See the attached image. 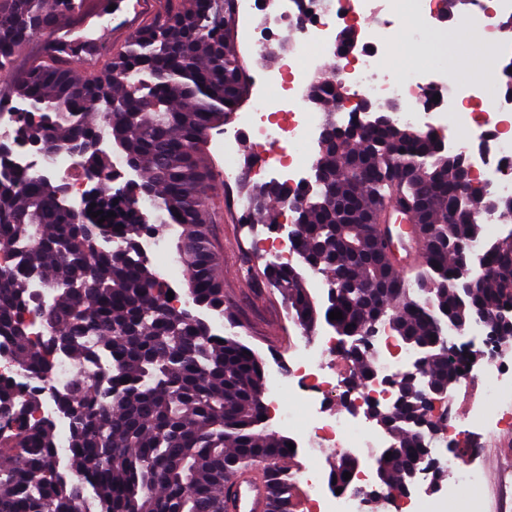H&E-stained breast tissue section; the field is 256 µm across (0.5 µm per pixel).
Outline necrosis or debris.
<instances>
[{
	"label": "necrosis or debris",
	"mask_w": 512,
	"mask_h": 512,
	"mask_svg": "<svg viewBox=\"0 0 512 512\" xmlns=\"http://www.w3.org/2000/svg\"><path fill=\"white\" fill-rule=\"evenodd\" d=\"M428 8V0H234L238 30L245 42L260 46L261 52L254 67L253 102L248 111L236 114L234 126L224 130L225 184L233 186L249 176L239 160L241 134L246 131L261 149L255 167L271 174L277 183L303 188L311 147L324 123L322 113L309 108L307 94L324 52L337 42L336 30L341 27L363 41L366 49L337 68L336 80L343 94L340 109L360 97L381 106L395 101L402 106L395 115L397 122L435 130L442 129L447 117H455L460 133L453 140L454 148L469 156L482 185L512 199V110H482L483 83L458 78L447 65L432 64L426 77L399 64L413 37L406 16L425 14ZM379 9L388 14V22L368 25V18ZM268 14L277 18V25L296 29L297 36L288 46H281L277 25L264 23ZM8 145V159L16 171L50 176L65 187L71 205L82 210L100 203L101 189L114 185L126 173L125 161L117 154L111 155L104 170L93 173L67 150L47 155L13 136ZM465 335L479 341L483 354L481 363L461 368L457 389L467 400V411L457 424L445 420L438 431L419 436L428 460L437 462L447 474L451 496L461 490L476 495L483 487V468L466 465L465 458L470 454L469 437L474 430L487 427V407H496L512 423V339L489 340L479 322L464 332L446 328L443 338L457 343ZM372 348L373 371L362 382L356 379L355 361L340 353L335 338L329 336L301 338L288 356L272 359L267 400L277 408L280 426L292 430L295 455L314 456L325 448L344 455L359 448L384 447L385 438L373 433L357 414L327 408L328 400L338 395L364 406L373 402L383 408L394 406L397 382L415 365L418 354L385 329L375 336ZM74 373L72 359L64 354L53 357L51 374L45 380L20 370L7 354H0V381L40 397L41 415L52 423L62 454L67 451L71 419L59 409L56 396L66 392ZM287 390L300 396V411L280 406V396ZM295 477L306 484L311 510L374 512L377 506L372 496V466L357 469L338 494L330 492L326 472L302 466Z\"/></svg>",
	"instance_id": "4bbe7bcc"
}]
</instances>
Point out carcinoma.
<instances>
[{"label": "carcinoma", "instance_id": "cac0c4a2", "mask_svg": "<svg viewBox=\"0 0 512 512\" xmlns=\"http://www.w3.org/2000/svg\"><path fill=\"white\" fill-rule=\"evenodd\" d=\"M230 2L168 0L160 21L133 32L114 53L104 41L67 35L76 0H0V75L14 73L23 45L40 41L38 60L13 81L12 96L36 106L16 137L50 154L88 147L104 133L140 187L135 198L117 191L115 216L105 210L103 223L85 221L63 209L61 188L48 179L13 173L0 146V251L18 259L0 265V339L11 360L45 375L55 350L80 366L112 358L107 375L83 376L57 397L72 418L67 473L39 399L0 383V512H86L88 502L98 512H226L224 491L253 467L267 482L266 512H293L297 481L283 465L293 458L290 440L261 419L264 361L232 334L216 337L195 314L205 309L234 324L208 232L216 217L214 174L203 149L248 93L230 38ZM104 56L110 62L91 77L72 68ZM319 97L321 109L336 111L341 87L333 75L321 77ZM335 138V130L323 129V181L295 217L300 254L314 274L337 284L335 299L317 305L294 266L268 263L262 275L305 332L322 320L347 339L345 352L363 380L381 323L428 353L423 377L399 380L397 404L375 414L392 438L374 457L380 487L396 490L402 472L424 462L417 439L428 426L424 387L444 390L460 375L459 356L440 349L444 329L476 320L488 329L495 315L512 309V231L482 239L476 216L483 191L455 190L456 165L438 151L436 136L398 122L370 135L354 130L340 156ZM245 195L247 218L267 217L271 230L280 228L270 218L273 206L297 198L270 183L251 184ZM352 196L356 223L344 224L336 201ZM141 200L158 212L155 226L177 231L189 309L169 305L170 288L138 246L142 232L155 227L135 215L132 205ZM392 201L414 213L423 241L420 260L403 272L388 250H374L376 217ZM104 234L115 247L101 246ZM479 244L487 272L466 288L460 271ZM35 278L48 298L30 292ZM369 280L383 281L389 294L368 299L354 287ZM335 309L343 318L329 319ZM31 311L51 330L43 346L28 336ZM359 465L357 455L340 456L331 476L343 485V473Z\"/></svg>", "mask_w": 512, "mask_h": 512}]
</instances>
